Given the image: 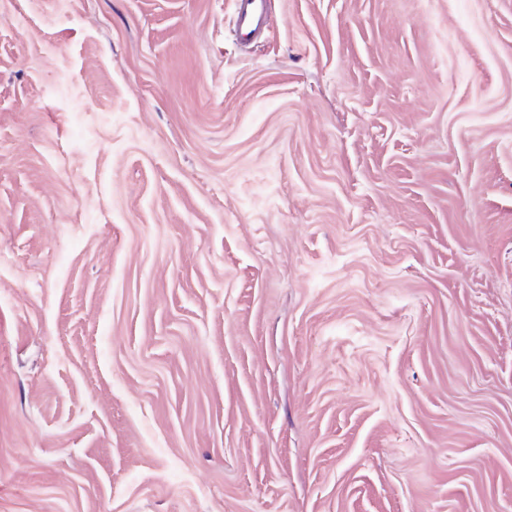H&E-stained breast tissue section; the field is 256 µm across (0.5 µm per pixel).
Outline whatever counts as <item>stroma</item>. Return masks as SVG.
Returning <instances> with one entry per match:
<instances>
[{
    "label": "stroma",
    "instance_id": "obj_1",
    "mask_svg": "<svg viewBox=\"0 0 512 512\" xmlns=\"http://www.w3.org/2000/svg\"><path fill=\"white\" fill-rule=\"evenodd\" d=\"M0 0V512H512V0ZM266 0H235L239 31L244 39L257 35L265 23Z\"/></svg>",
    "mask_w": 512,
    "mask_h": 512
}]
</instances>
